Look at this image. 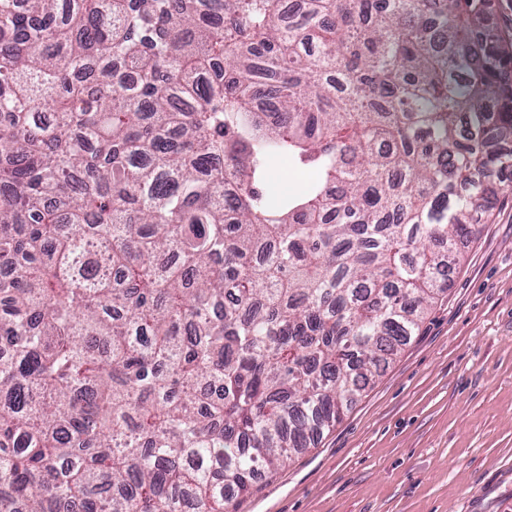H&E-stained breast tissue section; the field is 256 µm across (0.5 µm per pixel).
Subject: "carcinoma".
<instances>
[{
    "label": "carcinoma",
    "instance_id": "cac0c4a2",
    "mask_svg": "<svg viewBox=\"0 0 512 512\" xmlns=\"http://www.w3.org/2000/svg\"><path fill=\"white\" fill-rule=\"evenodd\" d=\"M18 2L0 512H229L416 334L512 168L498 0ZM271 171V181L279 182L283 187L280 193H297L303 189L305 184V178L303 175H293L288 173L278 162H274L271 165Z\"/></svg>",
    "mask_w": 512,
    "mask_h": 512
}]
</instances>
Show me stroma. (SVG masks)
<instances>
[{
    "instance_id": "obj_1",
    "label": "stroma",
    "mask_w": 512,
    "mask_h": 512,
    "mask_svg": "<svg viewBox=\"0 0 512 512\" xmlns=\"http://www.w3.org/2000/svg\"><path fill=\"white\" fill-rule=\"evenodd\" d=\"M498 180L418 334L232 512H512V168Z\"/></svg>"
}]
</instances>
